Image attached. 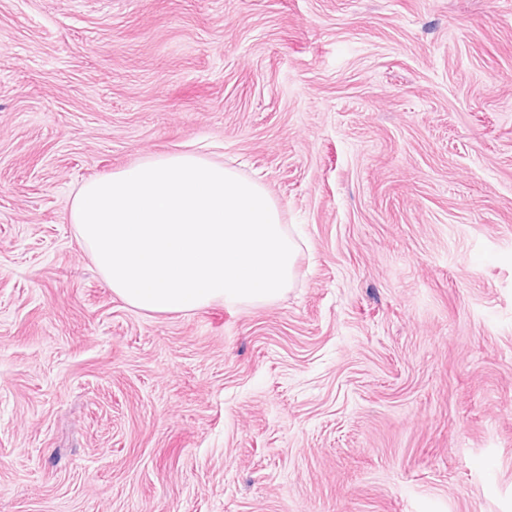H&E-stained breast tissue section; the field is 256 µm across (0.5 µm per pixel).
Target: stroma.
Returning <instances> with one entry per match:
<instances>
[{
	"instance_id": "35a3bbf8",
	"label": "stroma",
	"mask_w": 512,
	"mask_h": 512,
	"mask_svg": "<svg viewBox=\"0 0 512 512\" xmlns=\"http://www.w3.org/2000/svg\"><path fill=\"white\" fill-rule=\"evenodd\" d=\"M189 146L273 301L97 271L79 187ZM0 512H512V0H0Z\"/></svg>"
}]
</instances>
